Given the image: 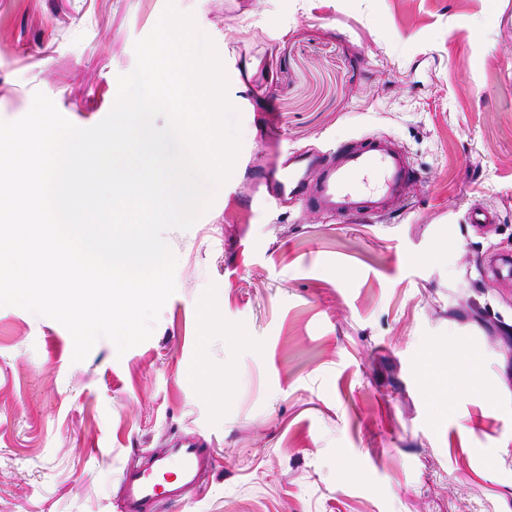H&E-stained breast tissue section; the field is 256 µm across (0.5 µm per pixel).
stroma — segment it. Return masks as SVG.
<instances>
[{
	"label": "stroma",
	"mask_w": 512,
	"mask_h": 512,
	"mask_svg": "<svg viewBox=\"0 0 512 512\" xmlns=\"http://www.w3.org/2000/svg\"><path fill=\"white\" fill-rule=\"evenodd\" d=\"M169 1L227 74L239 196L364 135L423 180L362 221L216 193L165 233L176 291L121 355L73 362L63 325L0 307V512H121L122 470L189 434L215 467L165 512H512V279L481 267L512 255V0H0V120L40 92L96 125ZM451 345L479 380L441 412Z\"/></svg>",
	"instance_id": "obj_1"
}]
</instances>
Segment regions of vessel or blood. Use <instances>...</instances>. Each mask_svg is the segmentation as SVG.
<instances>
[{
	"label": "vessel or blood",
	"mask_w": 512,
	"mask_h": 512,
	"mask_svg": "<svg viewBox=\"0 0 512 512\" xmlns=\"http://www.w3.org/2000/svg\"><path fill=\"white\" fill-rule=\"evenodd\" d=\"M288 177L279 180L257 172L260 193L251 206L261 207L287 197L303 209L353 220L399 207L420 174L407 153L388 137L364 136L337 147L330 157L296 153L288 159ZM313 168V186L299 181L300 171ZM214 462L205 439L195 435L173 438L163 450L126 467L120 476L122 512H158L160 506L192 495Z\"/></svg>",
	"instance_id": "vessel-or-blood-1"
}]
</instances>
